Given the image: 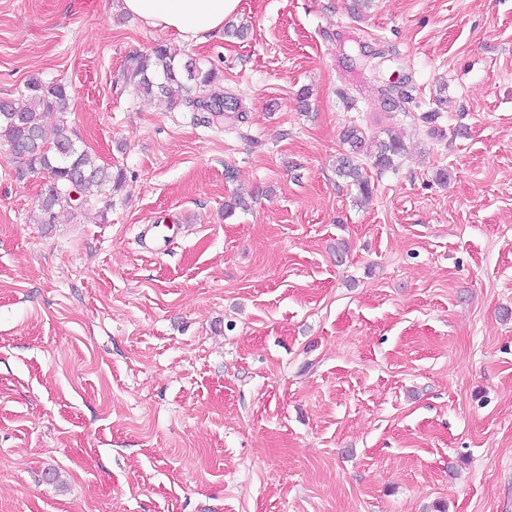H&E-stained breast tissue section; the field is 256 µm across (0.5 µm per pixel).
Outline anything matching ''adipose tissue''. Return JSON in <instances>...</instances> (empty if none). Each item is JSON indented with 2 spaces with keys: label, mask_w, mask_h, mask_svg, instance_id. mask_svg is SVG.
Returning <instances> with one entry per match:
<instances>
[{
  "label": "adipose tissue",
  "mask_w": 512,
  "mask_h": 512,
  "mask_svg": "<svg viewBox=\"0 0 512 512\" xmlns=\"http://www.w3.org/2000/svg\"><path fill=\"white\" fill-rule=\"evenodd\" d=\"M239 0H121V8L184 43H202L221 32Z\"/></svg>",
  "instance_id": "obj_1"
}]
</instances>
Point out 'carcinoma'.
Wrapping results in <instances>:
<instances>
[{
  "label": "carcinoma",
  "mask_w": 512,
  "mask_h": 512,
  "mask_svg": "<svg viewBox=\"0 0 512 512\" xmlns=\"http://www.w3.org/2000/svg\"><path fill=\"white\" fill-rule=\"evenodd\" d=\"M125 78L137 93L169 109L183 106L201 113L207 124L222 123L226 112L242 114L241 100L224 92L214 70L181 65L159 44L147 54L129 57ZM69 100L66 83L33 77L27 82L23 102L8 99L0 103V141L7 143L30 170L48 176L38 203V222L42 224L53 223L56 208L75 202V209L80 210L100 200L106 188L123 179L121 172L114 173L112 168L99 164L76 143L64 119H59L53 133H47L43 114H65ZM342 140L347 149L337 158L336 173L349 180L364 198L372 190L359 157H370L376 167L385 170L394 168L405 151L403 142L392 133H386L382 140L369 138L355 124L344 129Z\"/></svg>",
  "instance_id": "cac0c4a2"
}]
</instances>
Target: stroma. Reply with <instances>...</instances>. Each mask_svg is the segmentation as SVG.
<instances>
[{"label":"stroma","instance_id":"1","mask_svg":"<svg viewBox=\"0 0 512 512\" xmlns=\"http://www.w3.org/2000/svg\"><path fill=\"white\" fill-rule=\"evenodd\" d=\"M116 2L0 0V98L66 82L45 125L123 174L41 224L0 143V512H512V0H240L196 45ZM158 44L243 119L139 95ZM352 124L407 144L363 203Z\"/></svg>","mask_w":512,"mask_h":512}]
</instances>
